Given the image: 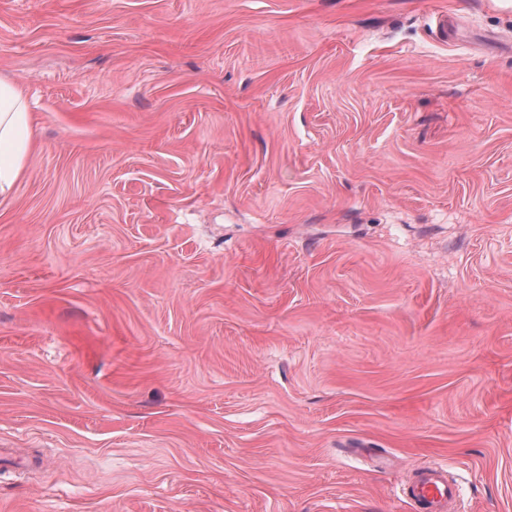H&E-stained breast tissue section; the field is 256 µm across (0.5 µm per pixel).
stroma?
Wrapping results in <instances>:
<instances>
[{
    "instance_id": "obj_1",
    "label": "stroma",
    "mask_w": 512,
    "mask_h": 512,
    "mask_svg": "<svg viewBox=\"0 0 512 512\" xmlns=\"http://www.w3.org/2000/svg\"><path fill=\"white\" fill-rule=\"evenodd\" d=\"M0 512H512V6L0 0ZM32 146L28 103L17 86L0 79V198L12 194ZM402 495L416 504L421 512H460L453 506L458 498L457 486L442 466L421 471L412 483L402 489Z\"/></svg>"
}]
</instances>
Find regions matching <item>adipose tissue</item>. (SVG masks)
I'll list each match as a JSON object with an SVG mask.
<instances>
[{
	"instance_id": "adipose-tissue-1",
	"label": "adipose tissue",
	"mask_w": 512,
	"mask_h": 512,
	"mask_svg": "<svg viewBox=\"0 0 512 512\" xmlns=\"http://www.w3.org/2000/svg\"><path fill=\"white\" fill-rule=\"evenodd\" d=\"M32 146L28 103L17 86L0 80V198L12 194Z\"/></svg>"
}]
</instances>
